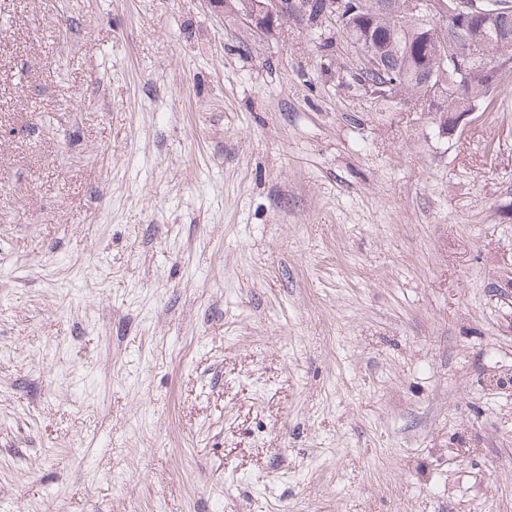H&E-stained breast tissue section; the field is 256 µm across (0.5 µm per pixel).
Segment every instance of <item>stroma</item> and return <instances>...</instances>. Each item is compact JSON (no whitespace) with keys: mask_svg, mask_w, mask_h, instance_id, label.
I'll use <instances>...</instances> for the list:
<instances>
[{"mask_svg":"<svg viewBox=\"0 0 512 512\" xmlns=\"http://www.w3.org/2000/svg\"><path fill=\"white\" fill-rule=\"evenodd\" d=\"M358 68L0 0V512H512V85L445 134Z\"/></svg>","mask_w":512,"mask_h":512,"instance_id":"1","label":"stroma"}]
</instances>
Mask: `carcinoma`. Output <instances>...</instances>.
<instances>
[{"label": "carcinoma", "instance_id": "carcinoma-1", "mask_svg": "<svg viewBox=\"0 0 512 512\" xmlns=\"http://www.w3.org/2000/svg\"><path fill=\"white\" fill-rule=\"evenodd\" d=\"M325 0H303L302 10L295 20L309 28L319 29V18L323 12ZM370 5L362 12V22L356 28L341 31L350 42L365 38L372 47L381 52L382 63L379 68H360L357 76L376 86L395 84L400 94L421 99V85L424 74L431 70H440V58L437 46L432 38L406 24L395 27L385 18L387 9L401 11L407 0H369ZM479 8L496 12L494 23L481 26L471 21L463 26L449 24L438 40L454 46H464L468 41L481 42L483 57L489 64L502 61L512 62V0H475ZM452 92L444 99L442 112L447 114L445 122L453 126V118L459 112L475 107L482 108L488 98L483 79L463 80L450 76Z\"/></svg>", "mask_w": 512, "mask_h": 512}]
</instances>
